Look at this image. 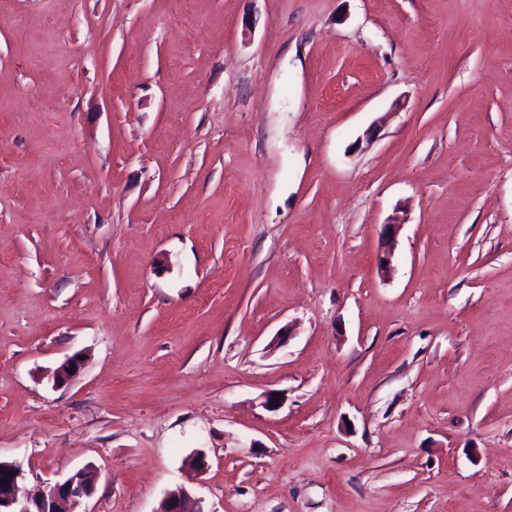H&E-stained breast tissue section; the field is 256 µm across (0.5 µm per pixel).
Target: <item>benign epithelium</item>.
Listing matches in <instances>:
<instances>
[{"mask_svg": "<svg viewBox=\"0 0 512 512\" xmlns=\"http://www.w3.org/2000/svg\"><path fill=\"white\" fill-rule=\"evenodd\" d=\"M73 372H68V369ZM80 362L72 357L63 362L54 372V382L67 381L78 372ZM91 469L84 466L69 477L48 486L40 494L21 500L17 496L19 480L24 478V469L16 461L0 460V512H76L82 501L93 495L95 482ZM156 512H203L201 500L184 489L168 492Z\"/></svg>", "mask_w": 512, "mask_h": 512, "instance_id": "7a95c632", "label": "benign epithelium"}]
</instances>
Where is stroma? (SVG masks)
Instances as JSON below:
<instances>
[{"mask_svg": "<svg viewBox=\"0 0 512 512\" xmlns=\"http://www.w3.org/2000/svg\"><path fill=\"white\" fill-rule=\"evenodd\" d=\"M0 460L512 512V0H0Z\"/></svg>", "mask_w": 512, "mask_h": 512, "instance_id": "35a3bbf8", "label": "stroma"}]
</instances>
